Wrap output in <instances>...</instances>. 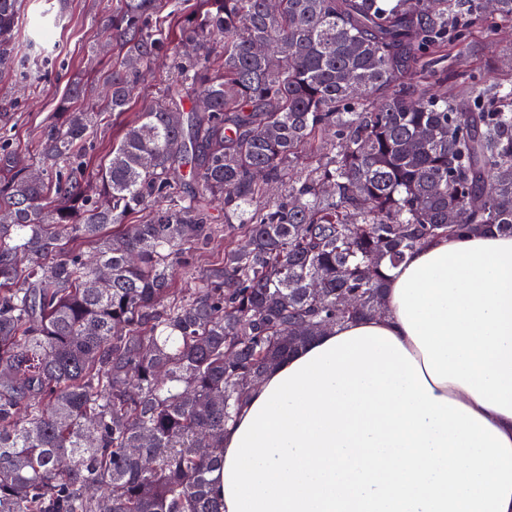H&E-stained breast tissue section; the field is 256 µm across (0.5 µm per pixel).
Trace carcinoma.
<instances>
[{
	"label": "carcinoma",
	"mask_w": 512,
	"mask_h": 512,
	"mask_svg": "<svg viewBox=\"0 0 512 512\" xmlns=\"http://www.w3.org/2000/svg\"><path fill=\"white\" fill-rule=\"evenodd\" d=\"M20 9L0 0V72ZM485 12L122 0L91 51L100 102L69 89L41 176L0 113V512H224V423L273 363L381 313L383 264L465 226L512 234V89L462 74L448 93V41ZM169 53L175 80L124 119ZM105 112L118 138L92 176ZM220 231L222 266L194 276Z\"/></svg>",
	"instance_id": "obj_1"
}]
</instances>
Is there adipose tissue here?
I'll return each instance as SVG.
<instances>
[{"label":"adipose tissue","mask_w":512,"mask_h":512,"mask_svg":"<svg viewBox=\"0 0 512 512\" xmlns=\"http://www.w3.org/2000/svg\"><path fill=\"white\" fill-rule=\"evenodd\" d=\"M224 512H512V235L426 242L381 314L274 365L224 429Z\"/></svg>","instance_id":"obj_1"}]
</instances>
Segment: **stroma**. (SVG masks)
Segmentation results:
<instances>
[{"mask_svg":"<svg viewBox=\"0 0 512 512\" xmlns=\"http://www.w3.org/2000/svg\"><path fill=\"white\" fill-rule=\"evenodd\" d=\"M118 0H23L10 70L0 73V99L18 93L10 111V138L27 155L37 153V131L56 112L71 81L91 84L101 66L91 56L100 41L104 7ZM448 88L460 91L459 76L512 87V24L472 28L462 43L448 46Z\"/></svg>","mask_w":512,"mask_h":512,"instance_id":"1","label":"stroma"}]
</instances>
